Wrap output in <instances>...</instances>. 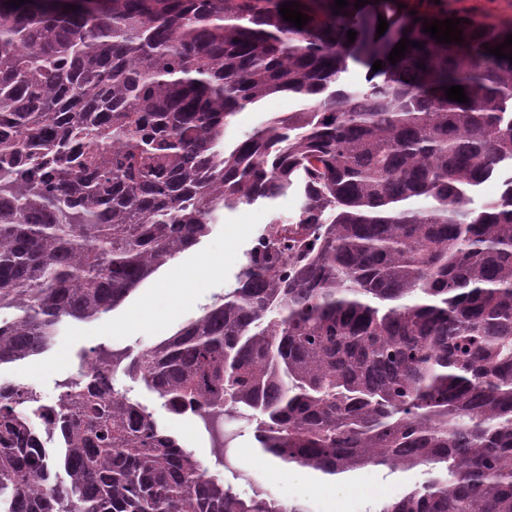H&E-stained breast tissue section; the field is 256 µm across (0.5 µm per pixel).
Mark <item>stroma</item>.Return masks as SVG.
Wrapping results in <instances>:
<instances>
[{
    "instance_id": "stroma-1",
    "label": "stroma",
    "mask_w": 512,
    "mask_h": 512,
    "mask_svg": "<svg viewBox=\"0 0 512 512\" xmlns=\"http://www.w3.org/2000/svg\"><path fill=\"white\" fill-rule=\"evenodd\" d=\"M400 2L409 11H427L436 15L452 13L487 23L512 25V0ZM298 107L296 98L281 94L247 106L228 127L225 142L233 144L272 117L295 111ZM299 204V195L290 192L271 202L259 201L226 211L214 222L207 237L160 270L124 305L92 321L64 323L50 351L0 367V377L25 385L37 391L43 399L50 400L60 394L62 381L75 377L78 370L76 357L83 347L97 345L134 355L172 335L223 295L225 288L234 284L253 238L272 217L290 223ZM208 260L217 261L221 266L212 287L203 294L187 290L185 284L193 271ZM166 285L172 289L171 308L168 313L154 315L149 302ZM115 385L128 390L145 405L160 426L175 434L186 450L203 458L210 455L209 443L197 432L192 417L171 414L156 394L125 376H117ZM234 432L233 446L241 462L251 468L252 479L265 482L270 494L279 500L304 503L311 512H368L377 502L401 496L425 478L420 468L392 473L369 466L340 480H330L302 468L287 467L264 454L248 425H235Z\"/></svg>"
}]
</instances>
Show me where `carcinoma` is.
<instances>
[{
    "mask_svg": "<svg viewBox=\"0 0 512 512\" xmlns=\"http://www.w3.org/2000/svg\"><path fill=\"white\" fill-rule=\"evenodd\" d=\"M285 2L0 0V366L122 305L218 211L301 192L173 335L49 407L0 391V512H309L202 478L118 368L174 415L256 423L289 467H426L373 512H512V175L469 206L512 171V62L485 49L507 28L439 43L433 16L385 0H296L299 29ZM404 37L422 48L392 64ZM352 63L367 88L341 84ZM279 93L303 107L225 149L232 119Z\"/></svg>",
    "mask_w": 512,
    "mask_h": 512,
    "instance_id": "cac0c4a2",
    "label": "carcinoma"
}]
</instances>
